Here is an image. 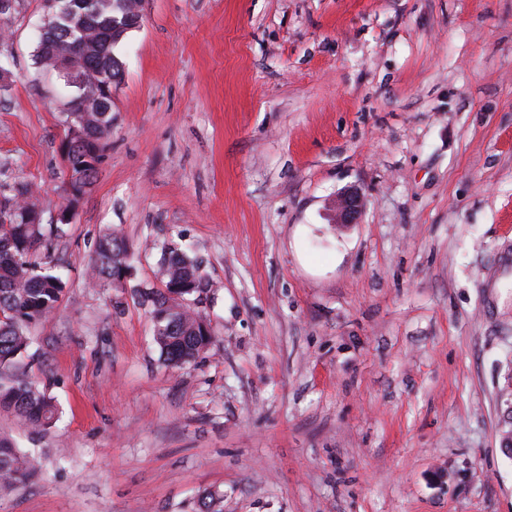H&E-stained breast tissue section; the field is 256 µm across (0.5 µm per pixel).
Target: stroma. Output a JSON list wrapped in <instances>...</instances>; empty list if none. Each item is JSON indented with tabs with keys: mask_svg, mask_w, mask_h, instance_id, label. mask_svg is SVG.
Returning <instances> with one entry per match:
<instances>
[{
	"mask_svg": "<svg viewBox=\"0 0 512 512\" xmlns=\"http://www.w3.org/2000/svg\"><path fill=\"white\" fill-rule=\"evenodd\" d=\"M93 184L42 0L0 15V170L67 288L21 365L59 406L0 432L45 477L0 512H512V0H141ZM358 189L357 223L336 195ZM114 228L124 282L90 286ZM188 251L213 342L168 366L150 302Z\"/></svg>",
	"mask_w": 512,
	"mask_h": 512,
	"instance_id": "1",
	"label": "stroma"
}]
</instances>
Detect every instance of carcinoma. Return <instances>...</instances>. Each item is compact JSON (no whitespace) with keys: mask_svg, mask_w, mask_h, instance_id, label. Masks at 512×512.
Masks as SVG:
<instances>
[{"mask_svg":"<svg viewBox=\"0 0 512 512\" xmlns=\"http://www.w3.org/2000/svg\"><path fill=\"white\" fill-rule=\"evenodd\" d=\"M57 15L44 20L36 59L48 70L53 60L68 53L85 59L84 66L98 70L105 79L118 83L124 74L123 62L115 47L126 33L125 20L139 7L140 0H79L82 24L76 26L69 6L74 0H58ZM58 76L75 88L64 112V131L76 126L83 137L64 140V169L81 175L78 183L63 182L67 194L82 191L97 173L92 153L104 149L112 128V99L99 94L100 111H82L86 91L78 72ZM30 189L9 182L0 172V411L13 414L24 427L47 431L58 420L54 399L31 381L20 368V359L31 345L32 329L44 322L58 306L66 287L62 277L37 259L59 236L62 225L25 221L39 212L21 203ZM124 240L109 230L98 240L90 267L96 282L114 281L115 271L126 263ZM161 287H138L135 292L152 305L153 338L164 361L178 366L195 360L212 343L202 333L201 318L190 309L196 292L186 291L203 277L197 261L171 247L162 249L159 260ZM39 474L37 464L21 453L12 439L0 433V499L21 490ZM223 496L217 492L202 496L198 512H221Z\"/></svg>","mask_w":512,"mask_h":512,"instance_id":"carcinoma-1","label":"carcinoma"}]
</instances>
